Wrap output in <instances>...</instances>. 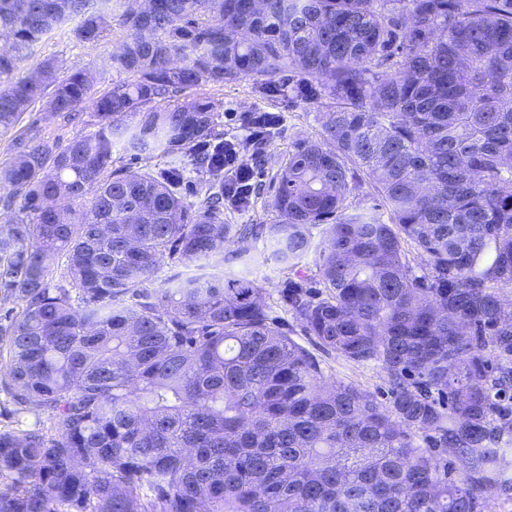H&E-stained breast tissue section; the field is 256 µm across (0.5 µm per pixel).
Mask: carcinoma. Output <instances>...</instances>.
I'll return each instance as SVG.
<instances>
[{"label":"carcinoma","instance_id":"carcinoma-1","mask_svg":"<svg viewBox=\"0 0 512 512\" xmlns=\"http://www.w3.org/2000/svg\"><path fill=\"white\" fill-rule=\"evenodd\" d=\"M112 0H0V133L44 99L90 105L61 145L12 139L0 190L4 391L41 422L0 431V512H484L512 494V0H150L96 90L19 53ZM251 79L314 104L277 173L273 224L224 223V138L204 97ZM191 151L175 167L112 169ZM387 216L351 207L363 179ZM320 230L314 241L313 230ZM290 277L272 299L248 277ZM423 262L415 275L406 246ZM315 254V274L304 260ZM200 264L190 276L178 271ZM320 349L387 372L390 405L326 380ZM451 452L464 476L452 478ZM171 157H153L151 159H138L134 160L126 155L119 147L114 148L112 152V169L114 168H127V167H143L149 166L155 172L166 169L170 165ZM250 277L255 279L261 288L276 297L277 291L282 288L288 279L289 273L281 265L274 262L260 263L249 269Z\"/></svg>","mask_w":512,"mask_h":512}]
</instances>
